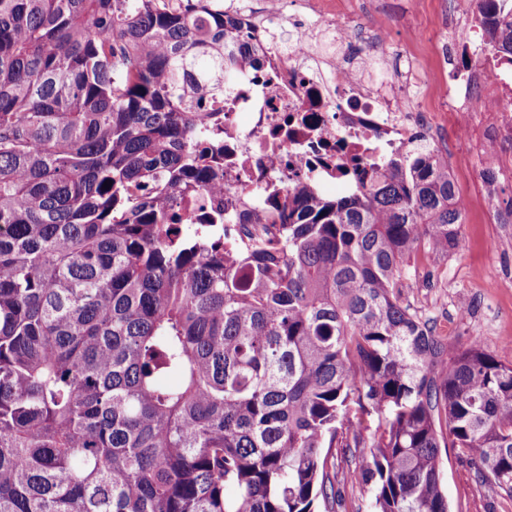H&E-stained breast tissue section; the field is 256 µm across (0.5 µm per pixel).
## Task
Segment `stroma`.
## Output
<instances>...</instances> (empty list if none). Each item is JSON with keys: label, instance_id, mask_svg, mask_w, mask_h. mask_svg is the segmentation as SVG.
<instances>
[{"label": "stroma", "instance_id": "35a3bbf8", "mask_svg": "<svg viewBox=\"0 0 512 512\" xmlns=\"http://www.w3.org/2000/svg\"><path fill=\"white\" fill-rule=\"evenodd\" d=\"M440 12L441 0H386L377 20L400 53L419 62L422 82L414 100L432 112L440 111L449 93L437 78L439 52L430 38ZM442 158L458 191L470 195L474 206L461 228L460 247L412 268L401 298L412 312L439 324L449 348L464 347L475 336L487 352L510 362L512 349L503 341L512 337V224L501 223L500 217L512 207V171L503 170L491 205L483 182L472 175L477 156L449 150ZM441 456L450 512H512V499L482 481L456 449H442Z\"/></svg>", "mask_w": 512, "mask_h": 512}]
</instances>
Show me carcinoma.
I'll return each instance as SVG.
<instances>
[{"mask_svg": "<svg viewBox=\"0 0 512 512\" xmlns=\"http://www.w3.org/2000/svg\"><path fill=\"white\" fill-rule=\"evenodd\" d=\"M481 2L512 65V0ZM236 32L224 0H0V512H341L348 483L448 512L449 446L512 498V363L401 300L464 224L439 156L294 185L269 237L182 210L222 176L197 108Z\"/></svg>", "mask_w": 512, "mask_h": 512, "instance_id": "1", "label": "carcinoma"}]
</instances>
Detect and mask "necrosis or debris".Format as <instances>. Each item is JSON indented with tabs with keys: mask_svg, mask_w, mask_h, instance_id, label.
Returning <instances> with one entry per match:
<instances>
[{
	"mask_svg": "<svg viewBox=\"0 0 512 512\" xmlns=\"http://www.w3.org/2000/svg\"><path fill=\"white\" fill-rule=\"evenodd\" d=\"M287 1L274 0L260 12L239 0L228 7L242 30L232 50L250 63L225 85L222 101L202 105L224 117L223 199L240 215V235L258 234V215L293 185L349 190L355 164L404 155L417 142L435 152L470 146L474 114L485 118L483 167L499 168L500 156L512 154V78L478 42L480 0H471L466 16L449 13L438 36L441 43L473 48L448 73L444 127L437 113L413 105L410 90L419 84L413 58H403L401 82L378 87L366 77L373 63L395 55L387 32L373 22L382 0H363L365 23L353 36L321 0H291L309 14L310 24L292 28L284 40L276 29L286 19ZM489 79L497 83L495 94H478L477 85Z\"/></svg>",
	"mask_w": 512,
	"mask_h": 512,
	"instance_id": "1",
	"label": "necrosis or debris"
}]
</instances>
